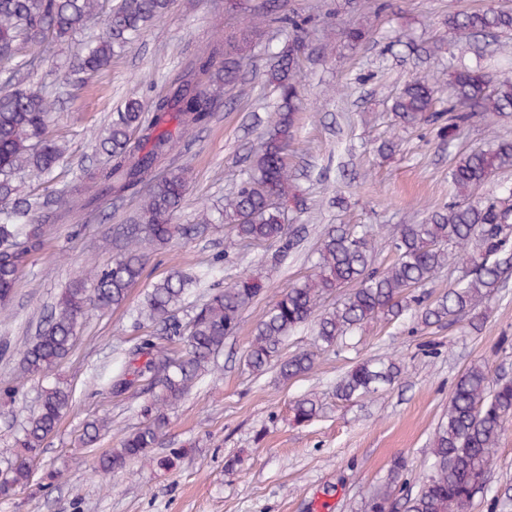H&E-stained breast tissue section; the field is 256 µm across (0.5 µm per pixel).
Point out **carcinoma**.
<instances>
[{"mask_svg":"<svg viewBox=\"0 0 512 512\" xmlns=\"http://www.w3.org/2000/svg\"><path fill=\"white\" fill-rule=\"evenodd\" d=\"M171 0H0V62L10 74L37 67L25 53L47 42H66L96 18L104 31L71 61V72L93 76L106 68L112 56L137 36L153 19L165 14ZM276 25L291 33V40L275 56L269 81L279 92L277 120L250 168L224 196V203L207 208L197 224H175L192 179L186 166L176 167L161 180L155 170L176 144L190 140L209 124L223 102L224 90L235 85L244 63L263 36L265 27ZM448 43L434 45L463 49L480 35L512 38V9L488 4L473 11L448 15ZM315 18L286 10V0H257L251 17L233 34L215 42L169 81L168 91L144 105L129 99L112 118L98 142L107 155L101 167H85L49 196L22 195L16 179L23 173L50 179L64 162L66 149L51 129L52 101L39 91L0 88V310L6 309L22 277L29 257L44 244L47 227L86 212L95 213L108 198L140 196L132 223L124 225L120 252L106 268L71 282L52 306L37 336L22 351L21 379L47 376L70 353L88 308L107 311L123 306L129 290L141 278L151 252L175 239H192L209 224L228 226L242 242L275 246L267 257L276 267L299 249L302 237L285 223L288 204L299 210L305 198L298 190L288 163L300 102L297 78L300 54ZM347 45L358 47L369 30L353 26L342 31ZM451 93L446 107L440 90L425 76H413L394 97L391 110L397 124L418 130L438 128L453 140L458 130L474 118L491 114L512 121V72L491 77L481 69L460 67L446 81ZM175 122L174 130L166 125ZM142 131L136 142L130 132ZM512 170V138L493 135L485 145L455 156L450 183L462 198L430 212L419 224H400L389 247L391 263L374 266L378 238L366 225L336 224L320 236L313 272L273 299L256 324L248 342L245 361L256 373L272 363L280 377L290 381L313 372L317 355L301 350L284 357L281 352L290 335L310 324L321 346L338 351L347 347L350 334L372 323H391L411 311L427 327L453 325L468 318L477 329L483 323V307L503 288L512 271V188L500 196H478L496 176ZM454 255L465 263L461 277L448 290L431 298L422 291ZM197 279L175 271L155 283L136 309V321L160 327L127 352L122 367L112 375L115 397L143 387L149 393L141 408L143 422L126 434L119 446L101 455L95 465L106 478L135 460H149L160 469L175 468L183 456L172 448L161 457L151 456L162 445L169 420L168 409L187 396L211 369L225 340L237 330L244 310L264 291L260 276L243 274L214 289L186 323L177 311ZM347 289L333 306L325 299ZM403 364L393 358L358 363L336 383V397L343 401L368 396L394 384ZM72 391L57 381L45 386L40 404L15 437L17 451L0 479V497L7 498L27 486L33 463L47 439L70 407ZM320 405L314 397H302L289 407L296 424L312 422ZM512 424V376L494 372L485 363H473L458 376L448 413L434 432L432 462L410 488L408 462L395 458L382 486L364 503L363 512H469L485 490L487 473L500 438ZM107 429L104 420L87 422L79 444L91 447Z\"/></svg>","mask_w":512,"mask_h":512,"instance_id":"cac0c4a2","label":"carcinoma"}]
</instances>
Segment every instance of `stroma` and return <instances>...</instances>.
Masks as SVG:
<instances>
[{
    "label": "stroma",
    "mask_w": 512,
    "mask_h": 512,
    "mask_svg": "<svg viewBox=\"0 0 512 512\" xmlns=\"http://www.w3.org/2000/svg\"><path fill=\"white\" fill-rule=\"evenodd\" d=\"M486 2L388 0V8L379 11L376 0H358L354 10L340 12L336 0H288V8L318 18L301 57L303 110L289 156L306 199L304 210L288 211L291 224L304 230L300 249L273 269L264 263L273 251L270 244H241L221 224L195 239L173 241L150 254L124 306L87 311L72 351L51 378L20 380L18 356L50 306L70 281L111 264L122 226L139 199H109L97 216L51 227L43 249L31 257L19 280L7 314H0V340L11 344L10 355L0 356V464L13 455L19 425L36 408L49 379L67 382L74 397L38 458L30 486L0 498V512H316L321 501L331 505V512H361L396 456L407 457L410 479L427 471L432 435L448 409L457 376L483 361L512 367V275L489 303L477 332L464 322L428 328L407 314L363 328L357 349L319 352L314 371L290 382L282 381L274 366L251 372L244 354L269 302L312 273L313 250L326 227L370 224L385 240L395 225L418 223L451 201L448 167L456 154L495 133L512 137V123L493 125L477 118L450 143L434 129L394 127L390 112L404 80L425 74L444 82L447 56L430 60L427 50L447 39L449 13ZM252 5L253 0H172L160 20L86 82L67 76L66 70L88 32L66 45L40 47L41 63L22 74L21 85L59 91L52 129L67 142L70 164L48 182L20 177V192L50 194L81 165L106 163V155L95 147V134L107 115L120 111L128 97L147 104L163 94L168 79L222 38L225 29L240 26ZM353 25L366 27L370 38L349 49L341 45L340 33ZM287 41V30L269 29L211 123L157 169L160 177L179 166L193 172L176 223H195L206 206L240 180L247 156L276 118V94L267 71L273 52ZM326 43L335 50L325 56L321 47ZM65 77L70 83L62 91L58 84ZM388 139L396 142L395 152L379 154V145ZM187 269L202 273L203 281L201 292L190 296L179 314L184 321L203 303L206 289L240 272L262 275L265 291L244 311L212 372L169 410L167 435L155 453L185 449L177 466L163 472L138 461L100 479L93 471L95 460L142 422L145 393L135 390L115 398L106 386L125 352L157 332L154 326L137 325L132 311L152 284ZM373 355L399 357L405 365L402 378L375 396L338 400L339 378ZM309 393L320 401L318 417L293 424L289 404ZM105 417L111 429L94 447H79L84 424ZM232 457L238 463L230 470L226 462ZM52 469L62 476L49 486L45 475ZM471 512H512V427L500 439L486 491Z\"/></svg>",
    "instance_id": "stroma-1"
}]
</instances>
